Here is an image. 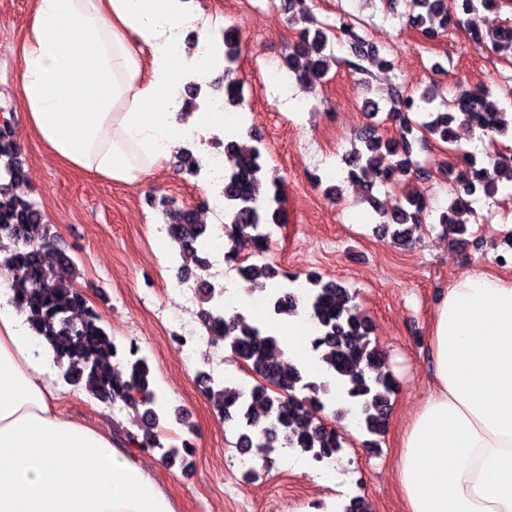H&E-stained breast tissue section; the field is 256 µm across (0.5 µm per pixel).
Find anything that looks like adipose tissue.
Masks as SVG:
<instances>
[{
  "mask_svg": "<svg viewBox=\"0 0 512 512\" xmlns=\"http://www.w3.org/2000/svg\"><path fill=\"white\" fill-rule=\"evenodd\" d=\"M184 0H36L18 89L28 122L69 166L132 183L187 140L236 137L237 113L184 112L180 92L221 67L182 40ZM289 362L325 373L305 313L264 321ZM432 385L401 438L405 512H512V280L452 278L432 318ZM49 346L0 309V512H176L144 464L61 410Z\"/></svg>",
  "mask_w": 512,
  "mask_h": 512,
  "instance_id": "adipose-tissue-1",
  "label": "adipose tissue"
}]
</instances>
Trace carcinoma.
<instances>
[{
	"instance_id": "cac0c4a2",
	"label": "carcinoma",
	"mask_w": 512,
	"mask_h": 512,
	"mask_svg": "<svg viewBox=\"0 0 512 512\" xmlns=\"http://www.w3.org/2000/svg\"><path fill=\"white\" fill-rule=\"evenodd\" d=\"M450 1L456 2L405 0L408 20L423 42L431 43L463 24L472 41L512 61V22L489 30L479 23L482 13L501 10L503 0H465L461 18L448 5ZM330 33L349 47L354 60L348 64L355 71H364L360 61L366 58L382 70H394V59L379 55L377 46L351 19L341 18ZM223 45L224 93L235 107L243 103L244 86L236 74L241 44L233 28L224 29ZM334 61L327 33L304 27L284 66L300 82L316 83L327 76ZM435 99L428 90L418 96L393 91L386 118L399 119L397 136L381 133L382 122L378 121L359 133L360 145L345 157V180L364 189L379 229L398 248L412 244L413 227L429 214L426 198L409 193L385 209L377 204L373 188L399 184L416 172L414 143L432 139L448 145V152L462 155L463 165L450 162L445 169L452 200L438 218L442 232L455 245L466 243L473 196H494L501 189H512V147L491 157L489 169L464 145L477 134L512 136V112L500 109L485 90L444 101L438 107ZM224 159V240L228 246L224 259L249 283L247 293L265 296L269 314H293L302 305V297L288 288L269 290L278 277L288 274L268 263L246 264L239 259L244 243L251 244L258 256L266 251L268 235L260 232L261 226L284 223L282 179L268 168L257 145L243 151L237 142L227 141ZM0 178V265L12 272L9 303L28 312L29 329L50 345L54 364L62 369V379L68 385L98 400L120 401L136 411L138 432H126L128 443L161 450L162 459L169 464L184 459L192 451L189 442L178 448L167 447L160 440L158 428L169 412L156 389L149 358L132 344L118 343L107 331L100 314L86 305L77 289L76 264L56 248L55 235L43 213L35 202L12 192L13 186L24 180L25 170L21 150L6 124L0 126ZM158 204L173 226L178 256L184 259L203 252L207 225L193 222L190 211L173 208L165 197ZM307 280L312 285L307 296L310 317L318 331L313 349L344 383L347 396L360 409L367 433L380 435L387 427L396 382L385 370L379 351L370 346V320L356 304V296L340 283L325 281L317 273L309 274ZM204 326L217 329L218 339L232 356L258 375L247 393L209 375L202 379L224 421L240 427L239 447L261 459L286 450L312 463L335 458L342 450V436L315 417L324 408L321 396L329 393L328 384L273 355L276 338L263 334L240 313L226 317L209 309L204 313Z\"/></svg>"
}]
</instances>
